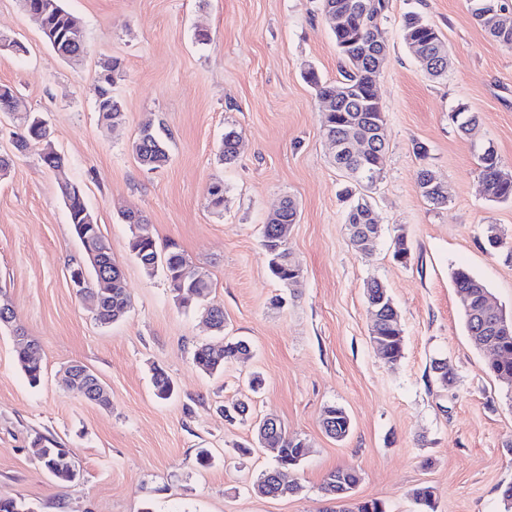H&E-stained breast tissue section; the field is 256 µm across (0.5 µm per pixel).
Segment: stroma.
Listing matches in <instances>:
<instances>
[{
  "label": "stroma",
  "instance_id": "stroma-1",
  "mask_svg": "<svg viewBox=\"0 0 512 512\" xmlns=\"http://www.w3.org/2000/svg\"><path fill=\"white\" fill-rule=\"evenodd\" d=\"M82 22L85 52L70 62L45 41L21 0H0V85L12 86L19 112H0V302L15 312L0 327V500L34 512H325V476L359 471L355 495L386 512H417L409 496L433 487L436 512H505L512 484V386L488 370L464 327L450 271L465 266L487 286L494 308L512 315V203L493 202L476 150L493 144L512 172V49L490 38L472 0H387L382 27L388 57L378 78L387 122L382 176L370 190L383 228L364 252L349 237L342 194L348 180L333 163L316 92L304 79L341 80L344 63L324 21L322 0H62ZM416 11L448 45L447 76L429 78L402 34ZM208 34L199 42L198 34ZM20 42L22 51L10 48ZM121 71L112 87L125 113L111 127L96 110L101 64ZM478 113L460 134L451 115ZM25 112L47 122L65 161L50 170L40 146L17 152L9 137ZM165 128L170 159L140 166L131 144L144 127ZM240 135L239 155L223 163L224 134ZM426 156H417L415 144ZM429 169L448 190L445 205L419 193ZM79 184L112 246L131 297L127 315L97 323L89 298L67 273L82 248L59 183ZM224 184V208L208 188ZM299 206L288 252L303 271L285 288L268 271L260 230L285 197ZM144 215L159 246L173 243L212 283L201 306L179 305L162 270L147 273L129 249L123 215ZM496 225L502 248L486 243ZM404 234L410 255L394 258ZM379 279L399 315L404 351L387 365L370 340L364 286ZM224 312V329L203 319ZM39 346L43 375L28 383L16 364L15 338ZM242 338L248 358L208 376L196 347ZM443 359L449 385L431 364ZM81 363L102 380L109 406L69 388L65 369ZM176 391L155 397L153 368ZM264 385L252 391L251 375ZM247 402L249 421L229 422L225 405ZM349 415L347 438L328 436L324 407ZM273 418L305 438L310 453L286 475L296 494L265 497L252 483L274 462L257 446L253 424ZM68 448L78 482L57 483L38 463L34 442ZM248 455H238L240 447ZM213 462L200 466L198 449Z\"/></svg>",
  "mask_w": 512,
  "mask_h": 512
}]
</instances>
